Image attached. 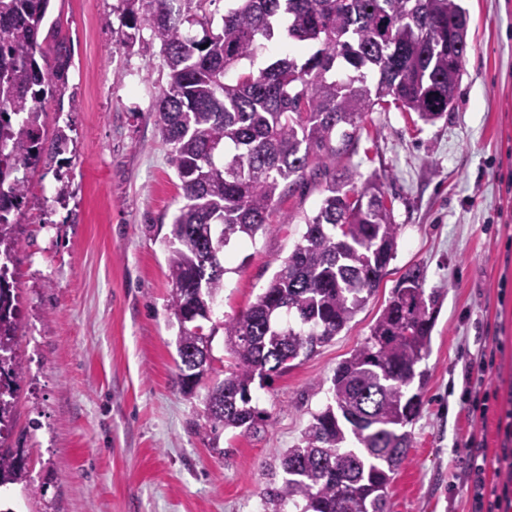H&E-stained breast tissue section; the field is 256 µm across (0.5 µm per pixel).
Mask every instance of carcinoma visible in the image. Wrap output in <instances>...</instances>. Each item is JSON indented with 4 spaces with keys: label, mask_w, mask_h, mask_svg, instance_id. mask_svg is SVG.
Masks as SVG:
<instances>
[{
    "label": "carcinoma",
    "mask_w": 512,
    "mask_h": 512,
    "mask_svg": "<svg viewBox=\"0 0 512 512\" xmlns=\"http://www.w3.org/2000/svg\"><path fill=\"white\" fill-rule=\"evenodd\" d=\"M116 42L149 32L169 69L154 104L182 191L169 238V309L179 325L176 384L193 395L204 373L193 357L211 308L224 292V251L255 240L285 184L315 166L326 177L318 213L255 302L221 323L233 364L207 394L204 428L213 437L247 433L261 421L252 386L329 342L374 294L393 260L385 183L356 185L336 173L365 115L393 100L431 122L453 107L468 50L458 0H237L213 30L206 0H122ZM50 0H0V251L21 261L15 213L28 193L20 169H34L69 136L44 137L46 92L64 94L68 60L41 40ZM287 36L316 49L257 64L265 43ZM201 27L202 36L190 34ZM234 74L229 80L227 76ZM413 266L363 344L338 365L330 402L313 414L301 444L282 459L279 485L263 492L267 512H390L388 486L407 460L443 289L425 295ZM16 289L0 275V395L15 393L23 367ZM14 403L0 399V437L11 435ZM28 477L24 448L0 443V489Z\"/></svg>",
    "instance_id": "carcinoma-1"
}]
</instances>
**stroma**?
<instances>
[{
  "label": "stroma",
  "instance_id": "stroma-1",
  "mask_svg": "<svg viewBox=\"0 0 512 512\" xmlns=\"http://www.w3.org/2000/svg\"><path fill=\"white\" fill-rule=\"evenodd\" d=\"M468 52L453 108L432 122L397 106L368 113L337 159L356 181L382 177L400 231L366 306L330 342L252 395L266 419L211 448L203 397L184 396L169 310L166 237L181 190L153 105L168 81L158 50L118 46L120 0H51L71 60L70 90L45 97L43 129L65 151L28 175L17 268L22 335L15 434L32 479L28 512H264L283 453L327 402L340 362L369 336L406 268L444 289L422 408L389 486L392 512H471L465 484L485 460L488 491L512 512V0H461ZM308 185L287 193L255 242L227 248L214 320L246 311L318 211ZM294 221L284 224L281 214ZM491 364L485 416L469 411L470 352Z\"/></svg>",
  "mask_w": 512,
  "mask_h": 512
}]
</instances>
